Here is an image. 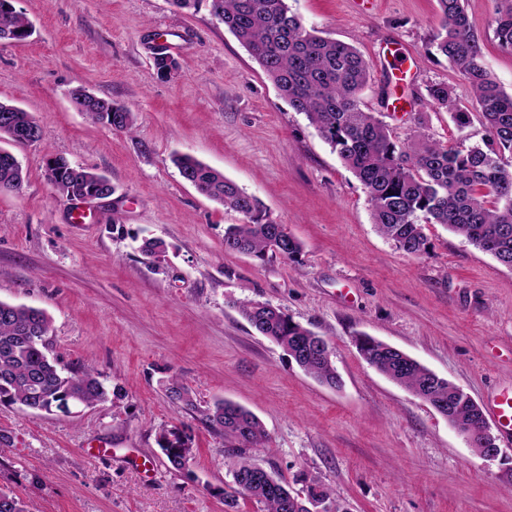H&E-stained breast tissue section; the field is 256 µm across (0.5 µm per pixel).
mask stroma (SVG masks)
<instances>
[{"label": "stroma", "instance_id": "35a3bbf8", "mask_svg": "<svg viewBox=\"0 0 512 512\" xmlns=\"http://www.w3.org/2000/svg\"><path fill=\"white\" fill-rule=\"evenodd\" d=\"M32 24L0 42V101L29 112L39 141L0 138L26 174L0 194V301L44 310L54 355L97 369L109 401L69 415L0 406V488L38 512H225L231 443L202 409L224 399L268 434L257 462L302 490L332 488L346 512H512V440L475 454L432 406L370 366L356 339L398 348L462 387L480 406L512 387V270L439 224L426 254L375 229L355 175L305 115L294 112L209 0H12ZM306 27L355 46L372 63L361 98L399 136L414 124L450 144L484 131L466 82L436 53V0H288ZM494 0H466L482 62L512 93V52L495 36ZM410 54L400 80L374 66L387 38ZM167 45L176 72L158 75ZM445 82L470 114L458 127L430 102ZM82 87L125 105L134 133L92 123L72 103ZM400 109H392V102ZM190 154L257 197L303 244L296 260L258 261L224 249L237 214L199 194L172 164ZM95 169L109 199L79 204L44 178L48 159ZM84 218H71L74 210ZM167 245L142 254L144 239ZM243 300L282 308L324 335L341 385L305 373L241 316ZM179 379L195 405L167 396ZM191 433L187 469L166 463L160 432Z\"/></svg>", "mask_w": 512, "mask_h": 512}]
</instances>
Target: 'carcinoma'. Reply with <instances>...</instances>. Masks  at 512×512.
I'll list each match as a JSON object with an SVG mask.
<instances>
[{"mask_svg": "<svg viewBox=\"0 0 512 512\" xmlns=\"http://www.w3.org/2000/svg\"><path fill=\"white\" fill-rule=\"evenodd\" d=\"M495 3V36L502 49L512 52V0ZM437 4L436 51L468 83L485 130L482 143L469 147L444 145L418 128L401 140L376 113L364 111L359 95L369 81V61L352 45L306 28L288 0H210L212 15L247 48L281 97L306 116L360 181L372 223L382 236L405 254L420 256L428 250L424 225L441 224L512 270V170L505 158L512 155V93L483 66L465 0ZM4 33L14 41L31 33L29 21L14 10L11 0H0V35ZM70 96L92 122L133 132L136 119L124 105L82 87L71 90ZM428 96L446 108L458 126L466 125V113L459 111L447 83L428 86ZM36 127L28 112L0 102V135L26 144ZM172 162L200 194L241 216L240 223L225 228L224 250L262 262L275 255L293 261L301 254L302 243L286 225L273 223L260 201L222 172L187 154L173 156ZM45 177L68 200L115 192L105 175L62 157L46 162ZM23 183L20 161L0 148V191H15ZM238 308L260 335L290 350L289 356L307 373L330 386L339 383L325 337L268 303L246 300ZM49 330L44 311L0 301V404L68 415L72 407L106 401L109 391L98 370L60 367L50 354ZM357 347L380 373L446 411L449 423L476 426L484 421L483 412L474 408L462 388L435 378L403 351L366 336L358 339ZM167 392L173 402L193 405L178 380H172ZM205 417L237 443L228 449L232 486L224 492L225 505L233 506L240 496L262 505L263 512H306L295 507L294 499L302 496L308 505L323 504L324 512H340L334 491L317 477H304L305 489L297 493L247 455L267 441L262 422L252 412L218 400ZM158 445L174 470L187 468L194 458L192 435L184 430L162 432ZM0 512H33V507L0 488Z\"/></svg>", "mask_w": 512, "mask_h": 512, "instance_id": "cac0c4a2", "label": "carcinoma"}]
</instances>
